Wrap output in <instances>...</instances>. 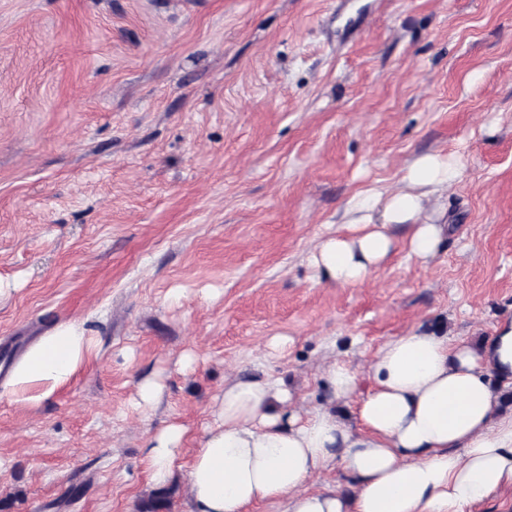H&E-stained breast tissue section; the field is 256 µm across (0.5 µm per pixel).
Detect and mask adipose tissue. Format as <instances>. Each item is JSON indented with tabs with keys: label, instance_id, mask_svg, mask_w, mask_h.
Masks as SVG:
<instances>
[{
	"label": "adipose tissue",
	"instance_id": "obj_1",
	"mask_svg": "<svg viewBox=\"0 0 512 512\" xmlns=\"http://www.w3.org/2000/svg\"><path fill=\"white\" fill-rule=\"evenodd\" d=\"M455 157L425 154L407 168L405 190L350 204L348 236H331L310 254L317 281L358 285L380 270L397 243L426 265L448 244L445 211L427 212L429 195L458 176ZM82 323L46 330L15 361L0 394L39 405L68 385L98 354ZM371 386L347 362L324 375L325 404L295 409L294 394L269 375L225 381L214 425L194 448L186 512H251L284 503V512H468L490 497L512 498V319L481 345L414 329L389 339L368 369ZM354 403L357 427L336 412ZM188 430L174 424L150 435L144 462L166 483ZM341 467L353 492L312 490L315 474Z\"/></svg>",
	"mask_w": 512,
	"mask_h": 512
}]
</instances>
